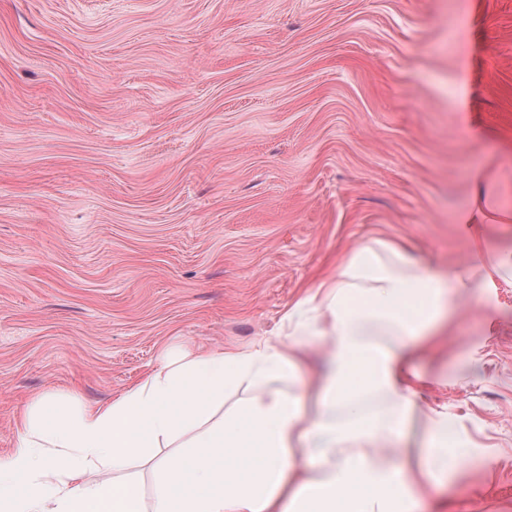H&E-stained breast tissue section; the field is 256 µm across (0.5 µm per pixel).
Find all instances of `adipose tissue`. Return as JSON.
Listing matches in <instances>:
<instances>
[{
    "label": "adipose tissue",
    "instance_id": "obj_1",
    "mask_svg": "<svg viewBox=\"0 0 512 512\" xmlns=\"http://www.w3.org/2000/svg\"><path fill=\"white\" fill-rule=\"evenodd\" d=\"M498 276L512 277V255L478 282L372 239L286 311L281 338L168 354L103 405L66 412L53 396L39 399L0 466V512H416L437 473L469 452H448V419L436 414L423 447L389 454L416 413L410 346L444 331L447 288L482 309L477 289ZM307 336L331 345L326 369L307 372L311 415L283 388L304 370ZM374 394L387 406L371 414ZM173 445L181 458L157 457ZM135 459L151 462V488L127 474ZM90 467L101 481L87 480Z\"/></svg>",
    "mask_w": 512,
    "mask_h": 512
}]
</instances>
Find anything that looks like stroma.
<instances>
[{
  "mask_svg": "<svg viewBox=\"0 0 512 512\" xmlns=\"http://www.w3.org/2000/svg\"><path fill=\"white\" fill-rule=\"evenodd\" d=\"M374 236L512 250V0H0V462L35 399L275 337ZM483 294L410 366L472 454L421 512H512V282Z\"/></svg>",
  "mask_w": 512,
  "mask_h": 512,
  "instance_id": "1",
  "label": "stroma"
}]
</instances>
